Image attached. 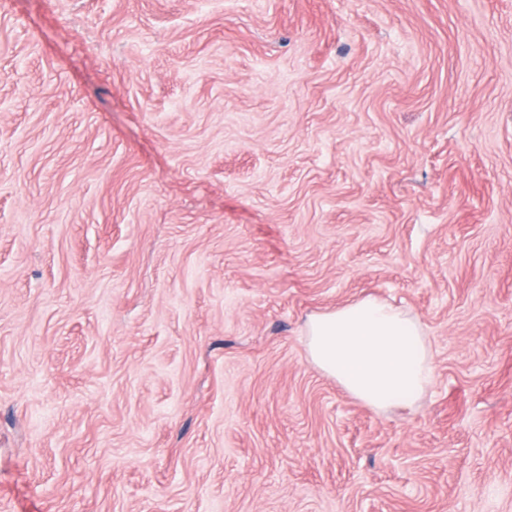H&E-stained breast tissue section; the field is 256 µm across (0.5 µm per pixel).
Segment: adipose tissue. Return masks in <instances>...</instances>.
I'll return each instance as SVG.
<instances>
[{"label":"adipose tissue","mask_w":512,"mask_h":512,"mask_svg":"<svg viewBox=\"0 0 512 512\" xmlns=\"http://www.w3.org/2000/svg\"><path fill=\"white\" fill-rule=\"evenodd\" d=\"M310 362L364 406H411L433 382L429 343L418 321L374 297L311 316Z\"/></svg>","instance_id":"ef3b65f1"}]
</instances>
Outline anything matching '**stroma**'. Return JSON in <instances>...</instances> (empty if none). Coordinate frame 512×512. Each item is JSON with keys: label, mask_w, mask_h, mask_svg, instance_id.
<instances>
[{"label": "stroma", "mask_w": 512, "mask_h": 512, "mask_svg": "<svg viewBox=\"0 0 512 512\" xmlns=\"http://www.w3.org/2000/svg\"><path fill=\"white\" fill-rule=\"evenodd\" d=\"M0 512H512V0H0ZM310 362L364 406H413L433 382L429 343L418 321L374 297L311 316Z\"/></svg>", "instance_id": "35a3bbf8"}]
</instances>
